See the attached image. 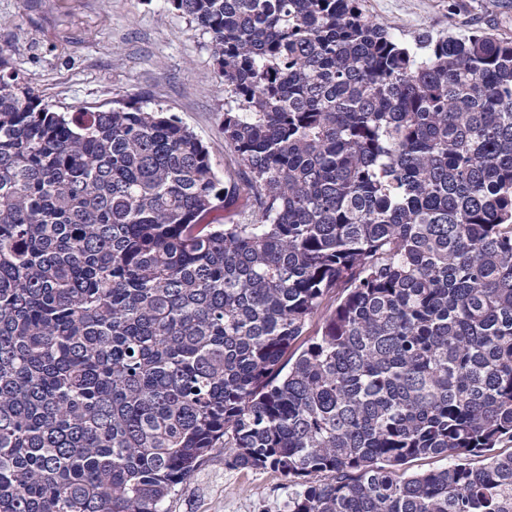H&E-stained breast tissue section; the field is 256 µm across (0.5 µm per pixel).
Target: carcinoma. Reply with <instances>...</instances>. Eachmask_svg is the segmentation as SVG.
<instances>
[{"mask_svg":"<svg viewBox=\"0 0 512 512\" xmlns=\"http://www.w3.org/2000/svg\"><path fill=\"white\" fill-rule=\"evenodd\" d=\"M168 2L240 191L176 117L57 112L0 53V512H166L222 450L286 512H512V38Z\"/></svg>","mask_w":512,"mask_h":512,"instance_id":"carcinoma-1","label":"carcinoma"}]
</instances>
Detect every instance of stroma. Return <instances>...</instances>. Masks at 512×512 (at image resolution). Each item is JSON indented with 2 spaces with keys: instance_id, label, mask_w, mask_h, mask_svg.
I'll use <instances>...</instances> for the list:
<instances>
[{
  "instance_id": "1",
  "label": "stroma",
  "mask_w": 512,
  "mask_h": 512,
  "mask_svg": "<svg viewBox=\"0 0 512 512\" xmlns=\"http://www.w3.org/2000/svg\"><path fill=\"white\" fill-rule=\"evenodd\" d=\"M404 40L448 28L512 37V0H363ZM0 52L58 112L124 103L176 116L206 146L223 185L240 180L224 139V79L207 38L167 0H0ZM278 471L211 455L165 503L167 512H284Z\"/></svg>"
}]
</instances>
